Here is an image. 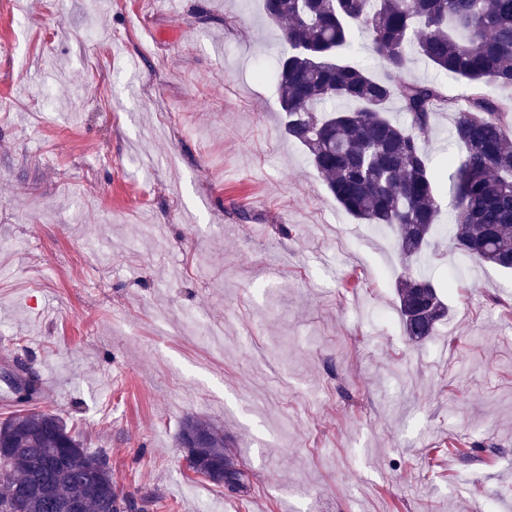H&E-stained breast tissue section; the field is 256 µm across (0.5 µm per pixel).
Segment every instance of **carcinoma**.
Masks as SVG:
<instances>
[{"label":"carcinoma","mask_w":512,"mask_h":512,"mask_svg":"<svg viewBox=\"0 0 512 512\" xmlns=\"http://www.w3.org/2000/svg\"><path fill=\"white\" fill-rule=\"evenodd\" d=\"M281 26L275 64L288 140L302 147L336 203L361 224L392 231L406 259L422 261L441 210L443 175L423 149L433 115L453 113L454 248L512 270V0H263ZM362 47L374 63L359 59ZM468 87L464 103L432 81L411 80V56ZM395 102L403 119L388 113ZM397 311L409 340L433 336L448 316L439 286L421 274L396 285ZM15 377L28 408L0 421V512L27 496V512H124L133 503L114 486L100 455L88 453L58 415L34 407L37 378ZM188 467L230 491L248 488L247 472L227 454L221 428L187 420L179 438Z\"/></svg>","instance_id":"1"}]
</instances>
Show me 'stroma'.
Masks as SVG:
<instances>
[{
    "label": "stroma",
    "mask_w": 512,
    "mask_h": 512,
    "mask_svg": "<svg viewBox=\"0 0 512 512\" xmlns=\"http://www.w3.org/2000/svg\"><path fill=\"white\" fill-rule=\"evenodd\" d=\"M1 45L0 419L26 364L145 512H512V274L336 204L262 0H0ZM409 271L446 287L422 343ZM189 417L247 492L189 470ZM440 287L421 274H405L396 285L397 311L409 340L421 342L434 336L448 316Z\"/></svg>",
    "instance_id": "stroma-1"
}]
</instances>
